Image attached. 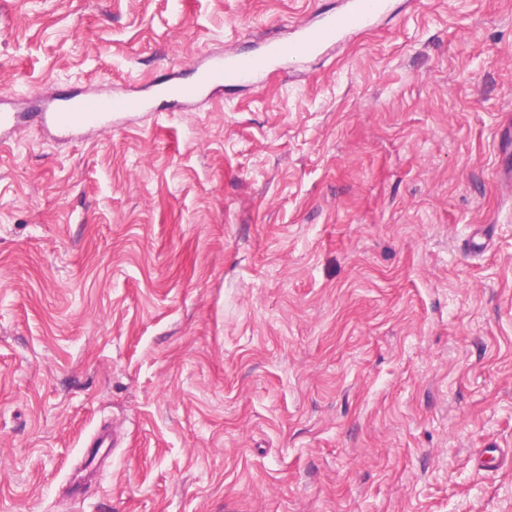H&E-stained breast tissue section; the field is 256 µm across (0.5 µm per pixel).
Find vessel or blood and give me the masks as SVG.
Returning a JSON list of instances; mask_svg holds the SVG:
<instances>
[{"mask_svg":"<svg viewBox=\"0 0 512 512\" xmlns=\"http://www.w3.org/2000/svg\"><path fill=\"white\" fill-rule=\"evenodd\" d=\"M386 5L387 0H346L343 10L312 23L298 24L292 37L267 43L258 55L246 57L229 52L205 57L195 66L192 82L157 85L156 95L180 109L217 87L244 81L260 82L271 65L289 59L304 61L347 35L371 30ZM146 106L145 100L123 95L73 94L37 102L34 115L63 131L104 130L111 127L113 118Z\"/></svg>","mask_w":512,"mask_h":512,"instance_id":"1","label":"vessel or blood"}]
</instances>
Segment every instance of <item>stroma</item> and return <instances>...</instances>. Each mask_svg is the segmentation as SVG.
<instances>
[{"label":"stroma","instance_id":"stroma-1","mask_svg":"<svg viewBox=\"0 0 512 512\" xmlns=\"http://www.w3.org/2000/svg\"><path fill=\"white\" fill-rule=\"evenodd\" d=\"M341 2L0 0V98L147 96ZM491 449L512 0H391L262 85L0 147V512H512Z\"/></svg>","mask_w":512,"mask_h":512}]
</instances>
